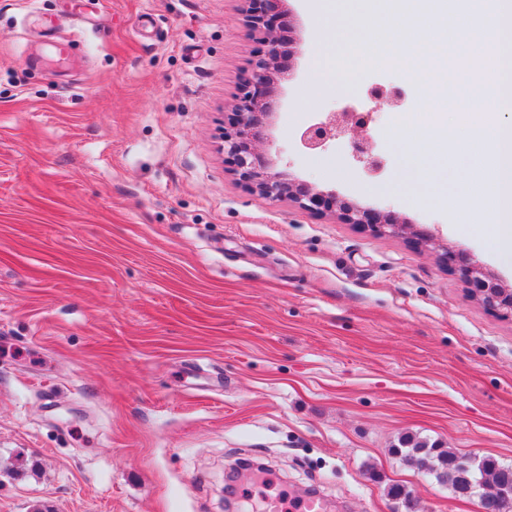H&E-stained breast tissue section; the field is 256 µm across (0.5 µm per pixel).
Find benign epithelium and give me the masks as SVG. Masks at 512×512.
I'll list each match as a JSON object with an SVG mask.
<instances>
[{"label": "benign epithelium", "mask_w": 512, "mask_h": 512, "mask_svg": "<svg viewBox=\"0 0 512 512\" xmlns=\"http://www.w3.org/2000/svg\"><path fill=\"white\" fill-rule=\"evenodd\" d=\"M249 23L254 30L264 33L266 51L257 60L250 80L246 82L235 109L236 120L232 131L224 133V154L239 176L265 198H287L307 210L334 208L348 224H363L388 234H397L408 228L393 211H380L339 199L333 194L313 188L286 172L273 169V161L261 149L265 139L266 121L275 113L277 91L288 79L297 42V25L288 0H247ZM369 114L354 110L330 112L324 119L308 125L300 141L308 150H324L340 136L350 138L356 158L371 170L381 168L372 146L364 136ZM448 269L458 275L472 294L488 309L512 317V289L503 286L477 261L467 255L448 251L440 254Z\"/></svg>", "instance_id": "obj_1"}]
</instances>
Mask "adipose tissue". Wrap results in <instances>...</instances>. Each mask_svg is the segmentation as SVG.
I'll list each match as a JSON object with an SVG mask.
<instances>
[{
  "label": "adipose tissue",
  "mask_w": 512,
  "mask_h": 512,
  "mask_svg": "<svg viewBox=\"0 0 512 512\" xmlns=\"http://www.w3.org/2000/svg\"><path fill=\"white\" fill-rule=\"evenodd\" d=\"M410 168L420 178L441 180L459 155H469L465 178L456 182L450 200L457 215L472 216L476 208L485 206L496 221L492 237L504 252H512V125L504 124L494 132L492 160H484L481 146L459 145L456 129L424 130L404 143Z\"/></svg>",
  "instance_id": "1"
}]
</instances>
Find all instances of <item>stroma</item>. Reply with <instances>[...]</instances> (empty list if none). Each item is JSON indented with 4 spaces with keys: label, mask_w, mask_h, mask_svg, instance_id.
Returning a JSON list of instances; mask_svg holds the SVG:
<instances>
[{
    "label": "stroma",
    "mask_w": 512,
    "mask_h": 512,
    "mask_svg": "<svg viewBox=\"0 0 512 512\" xmlns=\"http://www.w3.org/2000/svg\"><path fill=\"white\" fill-rule=\"evenodd\" d=\"M300 41L265 143L278 170L433 231L512 286V257L403 179L401 114L437 113L399 44L355 84L330 67L337 0H288ZM0 0V512H224L266 463L333 512H480L392 448L405 435L512 464V319L411 233L376 235L252 192L219 136L265 46L244 0ZM64 20L54 35L41 15ZM70 42L68 60L53 40ZM402 93L376 109L370 90ZM371 114L383 169L323 112ZM464 141L512 119L459 96ZM368 122L369 113L354 110L330 112L324 119L308 125L302 131L300 141L305 149L325 150L336 138L349 137L356 158L365 163L368 169L379 170L380 160L374 155L370 142L363 134Z\"/></svg>",
    "instance_id": "35a3bbf8"
}]
</instances>
